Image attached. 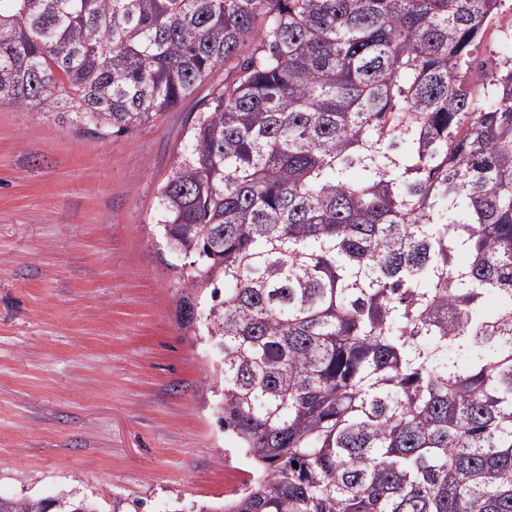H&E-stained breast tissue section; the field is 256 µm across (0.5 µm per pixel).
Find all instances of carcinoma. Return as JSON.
Here are the masks:
<instances>
[{
	"label": "carcinoma",
	"mask_w": 512,
	"mask_h": 512,
	"mask_svg": "<svg viewBox=\"0 0 512 512\" xmlns=\"http://www.w3.org/2000/svg\"><path fill=\"white\" fill-rule=\"evenodd\" d=\"M503 2L0 0V99L100 134L225 65L157 209L254 470L211 512H512Z\"/></svg>",
	"instance_id": "obj_1"
}]
</instances>
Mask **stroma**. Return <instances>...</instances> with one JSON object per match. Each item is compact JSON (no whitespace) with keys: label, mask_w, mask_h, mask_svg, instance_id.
Masks as SVG:
<instances>
[{"label":"stroma","mask_w":512,"mask_h":512,"mask_svg":"<svg viewBox=\"0 0 512 512\" xmlns=\"http://www.w3.org/2000/svg\"><path fill=\"white\" fill-rule=\"evenodd\" d=\"M216 69L156 121L106 136L0 103V495L70 492L112 512H199L249 478L218 419L189 258L165 247L160 186Z\"/></svg>","instance_id":"1"}]
</instances>
